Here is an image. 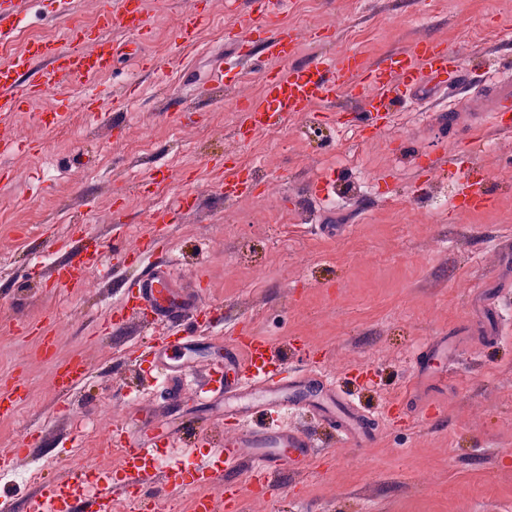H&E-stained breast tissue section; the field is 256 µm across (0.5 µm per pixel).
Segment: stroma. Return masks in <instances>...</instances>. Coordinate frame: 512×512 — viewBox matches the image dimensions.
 <instances>
[{"instance_id": "stroma-1", "label": "stroma", "mask_w": 512, "mask_h": 512, "mask_svg": "<svg viewBox=\"0 0 512 512\" xmlns=\"http://www.w3.org/2000/svg\"><path fill=\"white\" fill-rule=\"evenodd\" d=\"M107 0H72L62 17L56 0H26L0 64L36 32L58 34L69 21L88 24ZM149 0L139 40L157 70L122 56L98 80L105 124L73 117L64 132L42 130L36 112L59 106L47 95L24 106L10 130L32 151L0 158V380L27 381L16 415L0 419V512H26L40 479L69 478L87 459L112 465L115 422L131 425L140 447L169 426L179 433L170 462H200L212 443L253 426L259 397L245 387H214L195 396L225 359L232 337L256 333L287 356L297 384L316 378L317 396L297 400L280 423L303 433L317 454L277 472L268 492L237 469L239 512H512V134L492 129L489 96L476 85L447 89L394 112L384 132L358 125L352 91L320 106L324 119L239 142L236 103L258 94L259 73L237 58V36L251 11L238 0ZM203 8L195 44L180 47L173 17ZM278 25L305 28L297 61L324 52L360 53L377 62L436 40L458 50L473 76L512 67V0H290ZM236 77L210 89L218 67ZM136 84L127 102L114 88ZM149 141L133 147L131 126ZM481 132L475 163L492 182L486 206L453 207L448 157ZM225 159L255 168L253 196L227 200L212 166ZM181 180L162 202L194 195L197 206L140 262L110 268L81 287L55 285L56 269L81 247L76 220L104 245L150 234L142 181L154 170ZM175 258L182 290L220 309L222 320L195 332L175 358L155 354L164 383L151 385L137 364L155 325L120 317L123 288L139 263ZM54 337L56 359L79 355L93 375L63 397L54 366L39 353ZM447 339L420 380L414 355ZM356 404L375 419L367 439L342 440L337 404ZM118 407L117 421L103 406Z\"/></svg>"}]
</instances>
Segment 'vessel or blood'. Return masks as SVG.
I'll list each match as a JSON object with an SVG mask.
<instances>
[{"label":"vessel or blood","mask_w":512,"mask_h":512,"mask_svg":"<svg viewBox=\"0 0 512 512\" xmlns=\"http://www.w3.org/2000/svg\"><path fill=\"white\" fill-rule=\"evenodd\" d=\"M21 4L22 0H0V40L12 33ZM148 22L145 0H113L111 7L99 14L100 36L87 38L83 25L75 21L60 31L58 44L30 45L10 62L1 64L0 157L22 148L9 134L16 113L23 104L46 95L78 94L89 119L98 120L96 81L111 72L115 52L114 43L105 35L106 30L116 25L134 33L146 28ZM202 23L203 17L197 12L182 14L176 29L180 43H193ZM302 40L301 33L291 27L241 39L240 56H251L257 48L262 61L259 95L240 104L246 124L241 140L247 141L259 132L279 128L294 116L316 118L318 106L335 102L339 92L354 89L364 94L360 110L365 114L367 126L381 131L387 126L390 112L404 107L408 99L420 94L423 81H430L437 87L452 82L460 86L465 83L460 54L440 41L416 43L374 64L356 54H323L307 63L296 64L292 58ZM36 62L41 68L35 79L21 82V72ZM490 109L503 114L512 112V80L498 81ZM480 145V138H470L450 159L456 173L453 197L457 207H476L490 201L487 180L473 168ZM254 180V174L244 175L236 170L220 181L219 188L225 197L232 198L247 193ZM105 266L103 245L89 237L77 259L57 269L55 282L62 287L75 288ZM175 276L174 263L170 260L142 267L124 295L122 307L149 315L153 321L167 323L162 343L166 349L177 352L185 346L183 318H191L198 325H209L215 321L217 311L203 304L200 298L174 296ZM230 351L239 356L242 377L247 383L271 393L287 390L286 365L268 339L256 334L239 336L233 339ZM88 374L89 366L82 357L70 358L58 368V392L69 394ZM25 393L26 385L20 379L0 386V417L13 416ZM277 412L276 405H269L267 413L271 421L267 427L247 439L222 441L191 470L176 465L161 466L163 448L133 446L127 428L115 429L113 439L120 448L117 468H98L89 480L41 481L27 502V512H112L114 475L118 472L135 487L155 476L173 489H194L189 512H224L226 501L238 498L237 485L227 482L225 476L240 464H248L252 479L265 482L288 463L300 462L310 455L311 445L304 435L281 426ZM218 483L224 486L219 495L211 491Z\"/></svg>","instance_id":"vessel-or-blood-1"}]
</instances>
